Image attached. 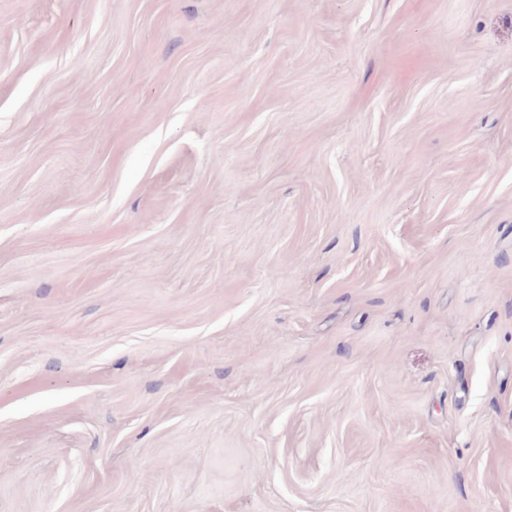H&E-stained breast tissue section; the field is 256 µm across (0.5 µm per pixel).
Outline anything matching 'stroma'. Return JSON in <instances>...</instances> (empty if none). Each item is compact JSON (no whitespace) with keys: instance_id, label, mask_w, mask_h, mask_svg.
<instances>
[{"instance_id":"obj_1","label":"stroma","mask_w":512,"mask_h":512,"mask_svg":"<svg viewBox=\"0 0 512 512\" xmlns=\"http://www.w3.org/2000/svg\"><path fill=\"white\" fill-rule=\"evenodd\" d=\"M0 512H512V0H0Z\"/></svg>"}]
</instances>
